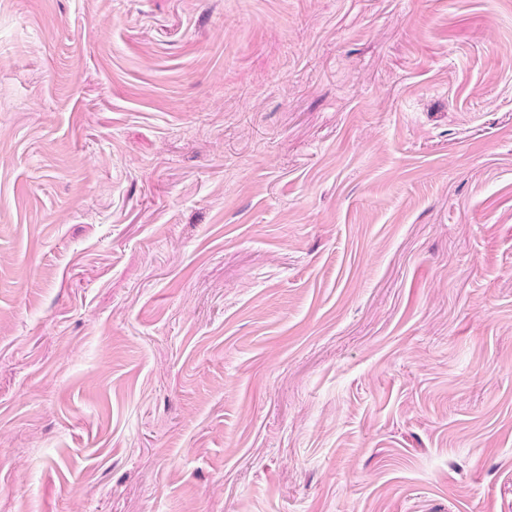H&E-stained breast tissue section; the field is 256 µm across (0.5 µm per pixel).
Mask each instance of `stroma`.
<instances>
[{
	"label": "stroma",
	"mask_w": 512,
	"mask_h": 512,
	"mask_svg": "<svg viewBox=\"0 0 512 512\" xmlns=\"http://www.w3.org/2000/svg\"><path fill=\"white\" fill-rule=\"evenodd\" d=\"M0 512H512V0H0Z\"/></svg>",
	"instance_id": "1"
}]
</instances>
